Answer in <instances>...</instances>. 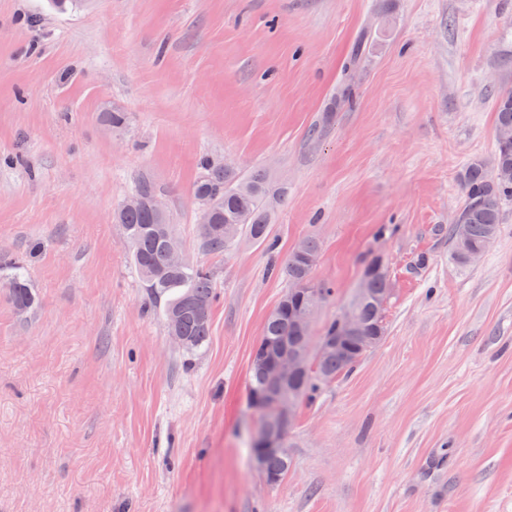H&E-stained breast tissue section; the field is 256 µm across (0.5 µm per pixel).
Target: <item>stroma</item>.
<instances>
[{"label": "stroma", "mask_w": 512, "mask_h": 512, "mask_svg": "<svg viewBox=\"0 0 512 512\" xmlns=\"http://www.w3.org/2000/svg\"><path fill=\"white\" fill-rule=\"evenodd\" d=\"M512 0H0V512H512V202L475 263L449 253L457 179L490 160ZM127 113L120 135L97 119ZM268 168L275 250L199 251L204 155ZM164 194L210 269L190 355L149 312L113 210ZM336 288L373 260L385 335L296 407L276 484L252 462L251 356L303 238ZM2 279L3 283L10 285V288H6V291L12 306L17 312L26 313L35 307L37 298L22 267L11 265L7 269L3 268L0 275L1 282Z\"/></svg>", "instance_id": "1"}]
</instances>
